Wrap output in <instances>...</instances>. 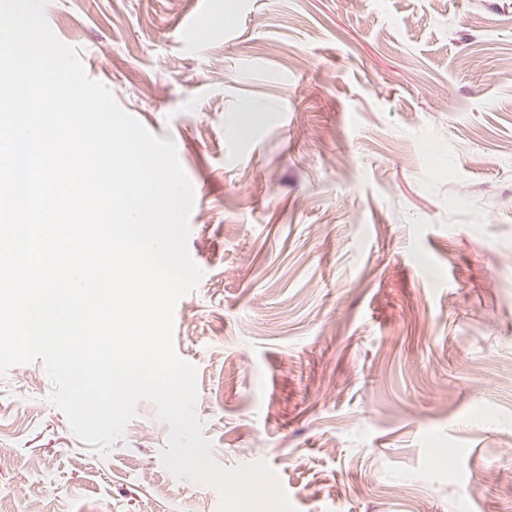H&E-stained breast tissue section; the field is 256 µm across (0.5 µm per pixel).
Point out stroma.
<instances>
[{"label": "stroma", "mask_w": 512, "mask_h": 512, "mask_svg": "<svg viewBox=\"0 0 512 512\" xmlns=\"http://www.w3.org/2000/svg\"><path fill=\"white\" fill-rule=\"evenodd\" d=\"M194 191L173 346L296 512H512V0H49ZM206 39L187 41L193 18ZM0 375V512H220L147 400L107 456Z\"/></svg>", "instance_id": "35a3bbf8"}]
</instances>
